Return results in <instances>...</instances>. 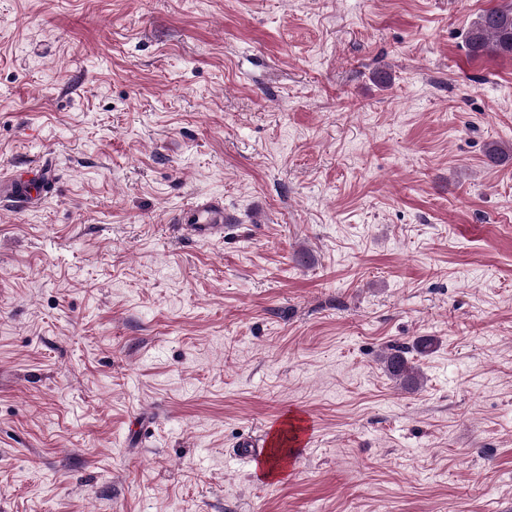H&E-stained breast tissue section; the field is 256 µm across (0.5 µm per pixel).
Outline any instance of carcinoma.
<instances>
[{
    "label": "carcinoma",
    "mask_w": 512,
    "mask_h": 512,
    "mask_svg": "<svg viewBox=\"0 0 512 512\" xmlns=\"http://www.w3.org/2000/svg\"><path fill=\"white\" fill-rule=\"evenodd\" d=\"M469 55L512 57V2L489 8L472 22L466 36ZM385 372L394 380L414 386L418 377L404 351L393 349L382 358Z\"/></svg>",
    "instance_id": "cac0c4a2"
}]
</instances>
